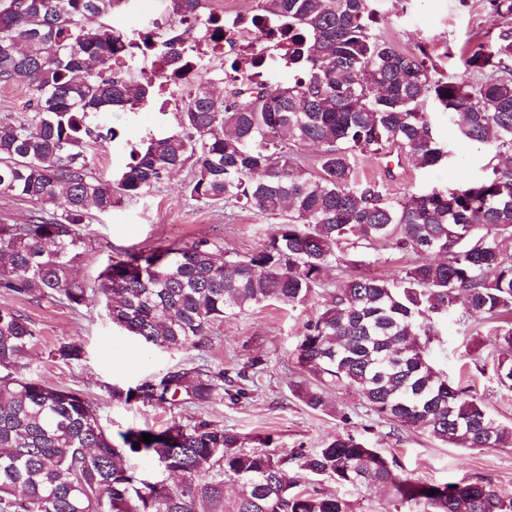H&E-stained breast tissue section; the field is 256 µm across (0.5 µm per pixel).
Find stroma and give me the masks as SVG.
Segmentation results:
<instances>
[{"label": "stroma", "mask_w": 512, "mask_h": 512, "mask_svg": "<svg viewBox=\"0 0 512 512\" xmlns=\"http://www.w3.org/2000/svg\"><path fill=\"white\" fill-rule=\"evenodd\" d=\"M380 15L378 29L396 48L408 54L428 53L439 75L474 80L461 62L463 52L477 42L497 40L501 19L491 13L486 0H374ZM432 134L448 157L433 168L403 159L394 178L382 179V165L357 156L356 173L362 180H382L391 197L451 182L479 180L491 157L488 147L471 143L448 112L427 103ZM111 124L120 144L95 145L96 170L111 175L125 161L123 142L136 143L156 129L157 112L131 114L116 110ZM190 176L181 169L149 194L124 201L107 214H93L84 229L88 248L75 267L86 286L97 287L109 258L128 248H149L173 241L190 243L207 239L244 255L259 247L271 228L268 220L233 206L207 207L191 200L183 185ZM14 309L36 329L38 339L24 374L54 388L81 391L95 406L103 425L112 431L130 427L155 430L178 420L189 423L204 417L239 433L245 448L284 451L314 450L338 435H354L381 455L399 461L405 473L427 482L476 481L490 483L497 494L512 499V446L471 451L436 440L422 428H399L377 418L356 391L336 388L326 392V406L314 410L298 397V385L309 375L297 364L295 347L308 316L307 309H291L268 302L241 314L225 317L213 326L202 349H159L143 345L114 327L104 305L71 309L53 297H16L0 291V307ZM63 343L81 344V360L65 362L54 357ZM501 350L495 336L458 314L442 320L430 345L436 367L450 379L462 380L488 412L512 421V392L499 386L493 358ZM175 364L205 365L248 373V394L238 403L219 401L205 408L170 407L126 400L125 390L142 379L162 374ZM319 488L350 500L354 512H394L386 488L363 484L340 488L323 478Z\"/></svg>", "instance_id": "35a3bbf8"}]
</instances>
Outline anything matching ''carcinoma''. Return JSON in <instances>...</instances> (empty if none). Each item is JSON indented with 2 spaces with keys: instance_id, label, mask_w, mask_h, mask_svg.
Here are the masks:
<instances>
[{
  "instance_id": "obj_1",
  "label": "carcinoma",
  "mask_w": 512,
  "mask_h": 512,
  "mask_svg": "<svg viewBox=\"0 0 512 512\" xmlns=\"http://www.w3.org/2000/svg\"><path fill=\"white\" fill-rule=\"evenodd\" d=\"M124 2L0 0V85L21 78L30 94L27 117H0V194L34 205L28 223H0V289L57 296L73 309L101 301L113 325L167 349L197 348L228 315L267 302L294 309L320 289L295 348L316 381L299 387L308 407L324 409V392L345 386L379 418L425 427L445 444L511 443L512 426L437 371L429 344L439 318L464 296L466 317L489 325L505 346L494 365L512 391V254L501 248L512 238V25L470 49L464 66L481 78L466 82L438 77L425 59L384 41L373 0H256L288 82L241 79L219 98L211 83L224 74L170 52V72L191 81L173 129L148 133L105 177L90 149L118 136L106 115L133 112L156 90L149 78L112 67L132 49L143 57L158 50L154 34L135 43L111 25ZM165 2L175 17L204 15L202 0ZM429 99L457 115L460 132L491 147L497 163L477 181L394 198L358 180L356 154L408 156L423 168L442 162L447 152L422 109ZM302 146L318 149V170L305 166ZM187 165L192 200L272 220L256 250L171 242L116 253L95 289L72 276L87 249L90 209L109 213ZM380 243L419 261L389 279L358 273L326 287L329 268H358L356 249ZM36 338L27 320L0 307V512H353L312 481L300 486L301 472L343 486L381 484L395 512H512V499L487 483L420 482L350 434L282 455L248 450L240 434L199 418L159 431L129 428L117 443L83 393L18 373ZM83 354L74 343L55 351L66 362ZM224 379L222 369L174 365L128 389L126 399L205 407L247 395ZM131 455L152 458L180 482L138 479L127 467ZM228 481L241 487L232 502L224 498Z\"/></svg>"
}]
</instances>
